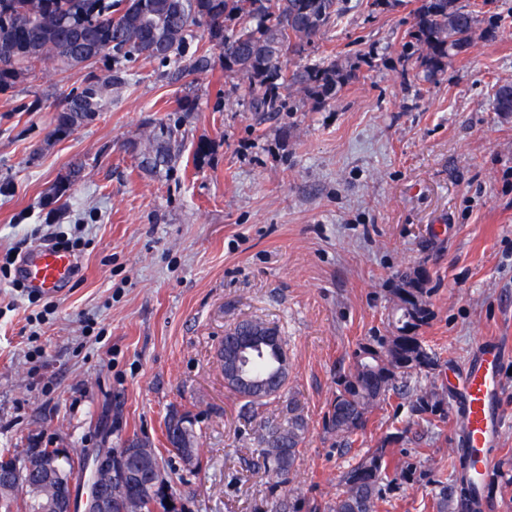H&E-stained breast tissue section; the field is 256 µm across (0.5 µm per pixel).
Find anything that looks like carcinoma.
Returning a JSON list of instances; mask_svg holds the SVG:
<instances>
[{
    "label": "carcinoma",
    "instance_id": "cac0c4a2",
    "mask_svg": "<svg viewBox=\"0 0 512 512\" xmlns=\"http://www.w3.org/2000/svg\"><path fill=\"white\" fill-rule=\"evenodd\" d=\"M343 0H0V92L16 86L36 64H56L64 69L90 68L82 85L72 90L56 112L53 135L64 138L91 124L104 111L112 91L128 84L127 63L139 58L173 62L168 76L204 73L210 68V49L224 52V72L247 82L255 112H290V89L310 95H336L340 76L336 63L288 69L291 53H300L343 15ZM247 16L250 22L228 27L225 22ZM206 26L207 42H193L195 28ZM477 15L460 0H423L413 38L423 43L425 76H434L445 60L466 51L472 42ZM97 51L88 54L90 46ZM194 47L191 54L186 49ZM494 109L512 115V83L496 89ZM180 135L179 127L159 124L150 131L145 148L138 151L139 167L153 173L170 168ZM391 310L392 332L371 336L352 354V364L338 375L336 395L330 403L326 429L338 447L352 444V437L366 429L370 415L387 396H406L403 380L415 371L438 366L436 354L418 335L431 317L423 288H396ZM262 322L244 320L224 333V355H241L240 367L253 376H274L266 391L246 392L233 382L227 387L250 408L280 395L288 376V355L283 340L274 347L250 348L253 336H271ZM448 390L415 398L412 411L434 426L443 419ZM306 424L295 414L288 423L271 421L259 437L263 465L278 486L290 481L304 441ZM145 467H156V476L167 485L156 449L144 452ZM450 474L435 496L438 512L469 488L459 484L455 458L448 460ZM411 479L413 464L395 458L385 448L366 452L341 475L343 491L329 512H379L382 481L388 473ZM44 481L27 494V512H38L50 500Z\"/></svg>",
    "mask_w": 512,
    "mask_h": 512
}]
</instances>
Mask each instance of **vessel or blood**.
Instances as JSON below:
<instances>
[{
  "instance_id": "vessel-or-blood-1",
  "label": "vessel or blood",
  "mask_w": 512,
  "mask_h": 512,
  "mask_svg": "<svg viewBox=\"0 0 512 512\" xmlns=\"http://www.w3.org/2000/svg\"><path fill=\"white\" fill-rule=\"evenodd\" d=\"M75 259L61 249L37 246L20 260L16 276L25 287L53 295L62 292L75 275ZM507 354L500 342L480 341L458 386L454 412L460 419V457L470 466L473 496L462 504L464 512H486L483 483L492 467V448L501 424L499 368Z\"/></svg>"
}]
</instances>
